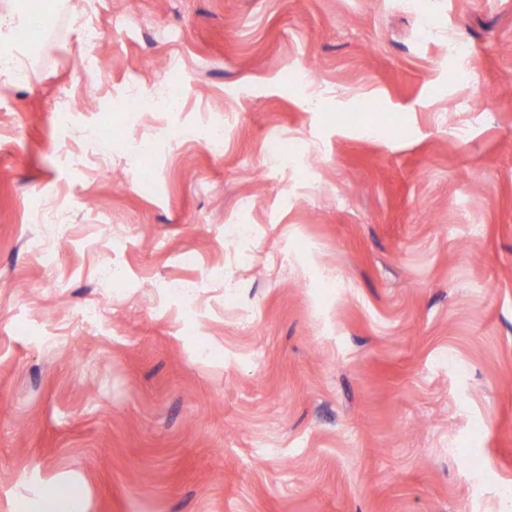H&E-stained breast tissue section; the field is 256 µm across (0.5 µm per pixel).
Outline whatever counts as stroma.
<instances>
[{
    "instance_id": "stroma-1",
    "label": "stroma",
    "mask_w": 512,
    "mask_h": 512,
    "mask_svg": "<svg viewBox=\"0 0 512 512\" xmlns=\"http://www.w3.org/2000/svg\"><path fill=\"white\" fill-rule=\"evenodd\" d=\"M95 2L0 75V512H512V0ZM177 85V79L175 77H169L167 78L162 92L155 96L154 100L138 96L134 91L130 93L129 99L137 109L153 111L157 106H168L167 101L173 100L177 96ZM55 486L46 484L44 492L52 493ZM17 512H86L84 499L75 487L57 489L52 494H43L23 501Z\"/></svg>"
}]
</instances>
